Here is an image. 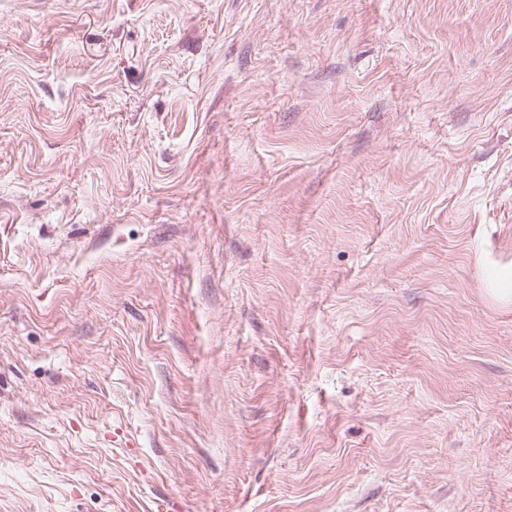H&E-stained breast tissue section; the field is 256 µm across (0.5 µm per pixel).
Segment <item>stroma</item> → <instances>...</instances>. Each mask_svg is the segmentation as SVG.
Here are the masks:
<instances>
[{"mask_svg": "<svg viewBox=\"0 0 512 512\" xmlns=\"http://www.w3.org/2000/svg\"><path fill=\"white\" fill-rule=\"evenodd\" d=\"M0 512H512V0H0Z\"/></svg>", "mask_w": 512, "mask_h": 512, "instance_id": "stroma-1", "label": "stroma"}]
</instances>
